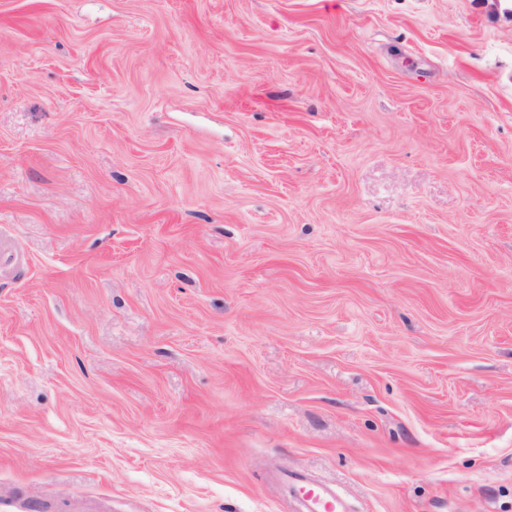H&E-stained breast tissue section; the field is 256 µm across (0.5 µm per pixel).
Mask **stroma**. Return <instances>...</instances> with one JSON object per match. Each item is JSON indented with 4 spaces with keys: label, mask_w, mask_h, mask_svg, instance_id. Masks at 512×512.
Masks as SVG:
<instances>
[{
    "label": "stroma",
    "mask_w": 512,
    "mask_h": 512,
    "mask_svg": "<svg viewBox=\"0 0 512 512\" xmlns=\"http://www.w3.org/2000/svg\"><path fill=\"white\" fill-rule=\"evenodd\" d=\"M512 512V0H0V512ZM277 478L294 493L302 512H349L330 485L313 480L303 471L281 468Z\"/></svg>",
    "instance_id": "1"
}]
</instances>
